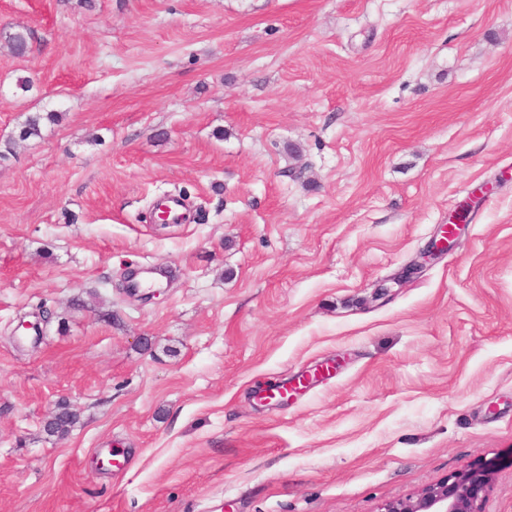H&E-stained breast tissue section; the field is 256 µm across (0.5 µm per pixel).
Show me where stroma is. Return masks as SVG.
Returning a JSON list of instances; mask_svg holds the SVG:
<instances>
[{
    "label": "stroma",
    "mask_w": 512,
    "mask_h": 512,
    "mask_svg": "<svg viewBox=\"0 0 512 512\" xmlns=\"http://www.w3.org/2000/svg\"><path fill=\"white\" fill-rule=\"evenodd\" d=\"M19 27L0 512H382L484 468L512 512V0H0ZM36 112L61 118L21 139ZM165 195L185 222L153 223ZM131 268L170 285L125 299ZM464 210H459L448 218V224H441L437 236L431 243L429 249L422 254V258L437 256L448 252V249L454 244L463 230L464 224L461 221V215ZM440 236L439 238H437ZM77 422V415L71 411L69 405L61 404L57 412L50 420L47 432L50 435H66Z\"/></svg>",
    "instance_id": "1"
}]
</instances>
